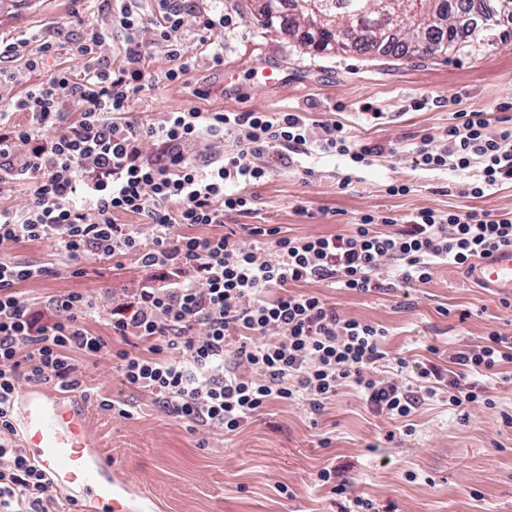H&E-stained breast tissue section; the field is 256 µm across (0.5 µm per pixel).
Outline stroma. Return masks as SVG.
Returning a JSON list of instances; mask_svg holds the SVG:
<instances>
[{"label": "stroma", "instance_id": "35a3bbf8", "mask_svg": "<svg viewBox=\"0 0 512 512\" xmlns=\"http://www.w3.org/2000/svg\"><path fill=\"white\" fill-rule=\"evenodd\" d=\"M210 14H228L233 23L210 34L199 32L186 14L183 35L199 64L178 83L165 73L175 65L155 50L148 71L152 86L132 105L152 118L198 108L204 112H299L310 127L337 121L384 146L369 168H353L341 157L278 153L264 158L267 180L248 189L251 214L225 220L224 232L246 235L247 225H276L293 236L336 234L357 217L380 211L405 217L422 209L442 213L475 207L495 215L512 211V185L479 199L463 198V175L417 167L412 146L427 134L440 136L453 113L495 112L512 101V42L452 58L318 53L287 29L265 27L253 0H197ZM79 0H0V40L14 42L33 33L55 40L59 49L37 70L0 69L16 78L4 90L24 96L30 85L71 66V43L82 27ZM223 42L224 62L214 65L207 40ZM276 67L281 81L266 85L265 67ZM426 100L424 109L414 106ZM348 186H341V179ZM410 188L390 195L392 183ZM313 218L299 214V207ZM47 243L7 246L1 253L30 264L53 258L49 275L25 285L27 297L63 292L105 297L133 287L142 273L134 259L123 264L85 261L83 276H72L64 255ZM313 292L338 304L349 316L386 326L385 349L408 361L447 366L457 347L479 343L491 331L512 333V306L472 283L465 269L437 265L428 284L369 294L313 285ZM110 351L80 364L88 395L62 394L67 404L84 406L90 440L112 460L131 488L134 512H338L330 486L318 485L323 467L345 470L354 494L370 498L380 512H512V382H487L496 406L469 408L460 415L447 403L430 401L415 414L412 436L395 422L369 411L363 398L346 388L320 417L294 403H277L244 425L239 434L207 436L163 414L151 395L121 381L113 364L122 338L109 337ZM128 401L130 418L105 409L102 399ZM329 435V447L319 443Z\"/></svg>", "mask_w": 512, "mask_h": 512}]
</instances>
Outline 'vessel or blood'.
Instances as JSON below:
<instances>
[{
    "label": "vessel or blood",
    "mask_w": 512,
    "mask_h": 512,
    "mask_svg": "<svg viewBox=\"0 0 512 512\" xmlns=\"http://www.w3.org/2000/svg\"><path fill=\"white\" fill-rule=\"evenodd\" d=\"M471 280L512 299V247L474 262ZM14 433L30 461L61 492L79 491L90 512H127V486L90 445L87 415L41 388L21 392L13 408Z\"/></svg>",
    "instance_id": "1"
}]
</instances>
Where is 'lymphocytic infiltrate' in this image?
I'll return each mask as SVG.
<instances>
[{
  "mask_svg": "<svg viewBox=\"0 0 512 512\" xmlns=\"http://www.w3.org/2000/svg\"><path fill=\"white\" fill-rule=\"evenodd\" d=\"M85 35L74 43L78 68H63L13 99L0 94V189L26 186L21 208H0V245L47 241L69 259L72 275L90 257H134L145 278L130 294L100 309L76 292L24 299L19 286L45 274L42 266L0 258V512H52L59 500L49 479L12 438L13 406L22 382L75 392L80 359L108 346L89 319L105 316L113 335L136 338L142 352L117 351L124 383L152 395L162 411L227 435L240 432L271 403L292 401L320 414L340 388L360 392L371 410L404 422L426 401L494 408L486 378L512 364V336L491 332L449 358L448 369L397 359L403 375L379 377L386 359L380 324L350 318L322 297L295 291L324 283L356 293L394 282L424 285L436 265L468 266L512 247V213L475 209L418 211L402 220L362 214L343 234L291 237L253 227L251 240L230 234L174 235L175 225H211L251 212L247 189L265 180L264 156L315 148L372 166L384 149L344 124L324 123L312 135L297 112H202L189 108L155 121L132 115L150 85L147 60L160 48L183 79L198 57L182 39L186 0H159L158 17L136 14V0H116L112 25L123 36L125 63L113 66L98 29L96 0H84ZM152 39H145V32ZM500 118L460 112L441 138L424 136L412 149L417 165L472 173L461 194L478 199L512 184V102ZM28 122L14 121L15 113ZM233 137L237 148L209 159L188 147ZM157 146V155L144 153ZM136 215L120 224L119 215Z\"/></svg>",
  "mask_w": 512,
  "mask_h": 512,
  "instance_id": "lymphocytic-infiltrate-1",
  "label": "lymphocytic infiltrate"
}]
</instances>
